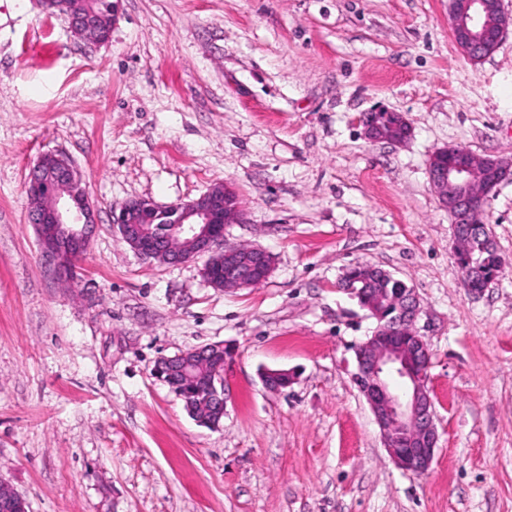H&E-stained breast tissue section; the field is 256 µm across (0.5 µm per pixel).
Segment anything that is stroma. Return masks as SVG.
I'll return each mask as SVG.
<instances>
[{
	"mask_svg": "<svg viewBox=\"0 0 512 512\" xmlns=\"http://www.w3.org/2000/svg\"><path fill=\"white\" fill-rule=\"evenodd\" d=\"M384 107L401 145L365 138ZM512 158V27L479 62L448 0H120L108 43L37 0H0V480L27 512H512V180L486 204L503 273L462 286L430 157ZM85 174L95 231L75 279L45 266L25 181L42 154ZM230 186L228 243L274 258L213 287L204 258L142 259L112 213ZM356 264L414 288L439 446L391 460L353 382L376 326L339 290ZM221 342L224 420L154 373ZM294 382L274 392L263 369ZM372 112H377L382 123L389 121L387 113L389 112L392 116V122L387 127H383L374 121L372 114L366 113L361 116L360 124L363 126L364 133L369 139L401 144L410 137L411 126L403 113L386 108L377 109Z\"/></svg>",
	"mask_w": 512,
	"mask_h": 512,
	"instance_id": "1",
	"label": "stroma"
}]
</instances>
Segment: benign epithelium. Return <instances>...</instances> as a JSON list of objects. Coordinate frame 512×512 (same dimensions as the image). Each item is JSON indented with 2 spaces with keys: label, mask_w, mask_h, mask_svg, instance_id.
Segmentation results:
<instances>
[{
  "label": "benign epithelium",
  "mask_w": 512,
  "mask_h": 512,
  "mask_svg": "<svg viewBox=\"0 0 512 512\" xmlns=\"http://www.w3.org/2000/svg\"><path fill=\"white\" fill-rule=\"evenodd\" d=\"M448 15L458 49L470 60L481 61L499 46L507 17L502 0H448ZM70 32L86 38L88 30L100 23L85 3L69 6L63 13ZM392 122L383 127L373 115L360 117L365 135L373 141L401 144L411 135V126L401 112L390 111ZM429 179L440 202L452 219L454 257L465 254L470 234L482 237L484 249L497 252L484 212L477 200L489 197L493 189L512 176V161L475 154L463 145L436 151L429 161ZM25 189L31 205L33 224L41 253L56 274L72 276L69 264L73 253L88 247L96 224L95 205L90 200L84 178L68 156L46 153L29 169ZM231 190L222 185L188 201L159 205L133 199L113 217L123 242L145 260L165 259L183 263L206 258L203 271L208 281L224 276V288H247L252 280L242 272L272 271L273 257L256 246L247 253L224 242V227L240 224V205L227 199ZM360 296L359 305L376 320V327L356 349L355 382L378 425L384 446L394 463L405 471L427 472L435 458L439 433L435 402L428 387L429 344L416 330L420 302L415 289L390 294L383 288ZM226 354L222 343L205 344L182 351L163 361L181 360L188 369L197 362ZM294 380L286 369H266L263 384L273 390L288 387ZM191 400L224 408V364L215 365L211 379L191 381Z\"/></svg>",
  "instance_id": "benign-epithelium-1"
}]
</instances>
